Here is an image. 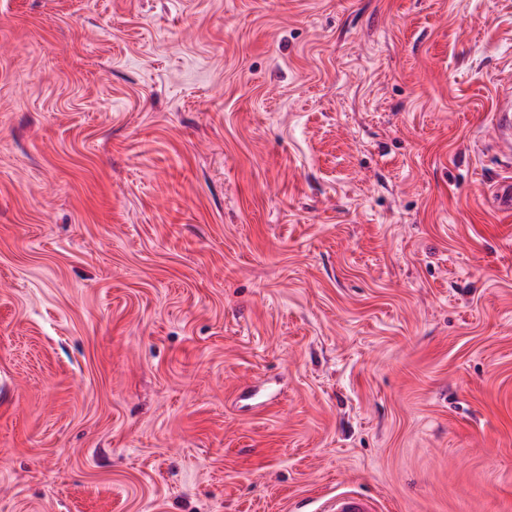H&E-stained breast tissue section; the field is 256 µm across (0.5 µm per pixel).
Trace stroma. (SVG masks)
<instances>
[{"instance_id":"35a3bbf8","label":"stroma","mask_w":512,"mask_h":512,"mask_svg":"<svg viewBox=\"0 0 512 512\" xmlns=\"http://www.w3.org/2000/svg\"><path fill=\"white\" fill-rule=\"evenodd\" d=\"M512 0H0V512H512ZM375 502L374 499L366 496L339 493L324 501L322 512H377Z\"/></svg>"}]
</instances>
